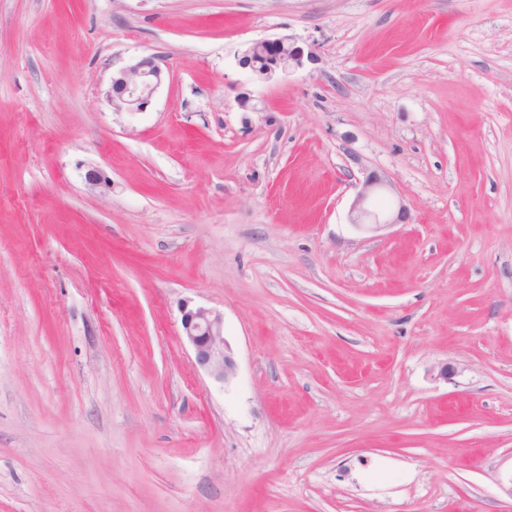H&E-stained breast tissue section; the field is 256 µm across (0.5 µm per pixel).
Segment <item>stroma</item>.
<instances>
[{
  "label": "stroma",
  "instance_id": "stroma-1",
  "mask_svg": "<svg viewBox=\"0 0 512 512\" xmlns=\"http://www.w3.org/2000/svg\"><path fill=\"white\" fill-rule=\"evenodd\" d=\"M0 512H512V0H0ZM254 55L263 58L261 68L251 66ZM249 58L248 64L252 71L262 80H272L290 70L303 67L305 57L311 59L312 52L308 51L305 56L304 49L288 37H278L253 43L246 50L244 58ZM160 61L158 56L149 55L113 72L107 93L112 107L118 111H142L170 76L168 66L163 68ZM384 191H394L393 185L375 172L366 173L350 206L351 224L369 232H378L394 224L408 223L410 213L403 199H399L395 210L374 208L373 201ZM182 328L195 364L215 381L229 383L236 363L224 339V315L205 307H183Z\"/></svg>",
  "mask_w": 512,
  "mask_h": 512
}]
</instances>
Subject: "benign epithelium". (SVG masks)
Instances as JSON below:
<instances>
[{"instance_id":"benign-epithelium-1","label":"benign epithelium","mask_w":512,"mask_h":512,"mask_svg":"<svg viewBox=\"0 0 512 512\" xmlns=\"http://www.w3.org/2000/svg\"><path fill=\"white\" fill-rule=\"evenodd\" d=\"M255 55L262 56L263 65L253 72L262 80H272L303 67L312 52L304 51L288 37H278L250 45L245 57L251 59ZM169 76V68L161 66L159 57H142L112 73L108 101L118 111L140 112ZM392 190L393 185L377 173H366L350 206V223L369 232L408 223L409 209L402 201L394 210H378L373 206L376 197ZM181 323L183 335L193 349L195 364L215 381L228 383L235 375L236 363L224 339V315L205 307H185Z\"/></svg>"}]
</instances>
